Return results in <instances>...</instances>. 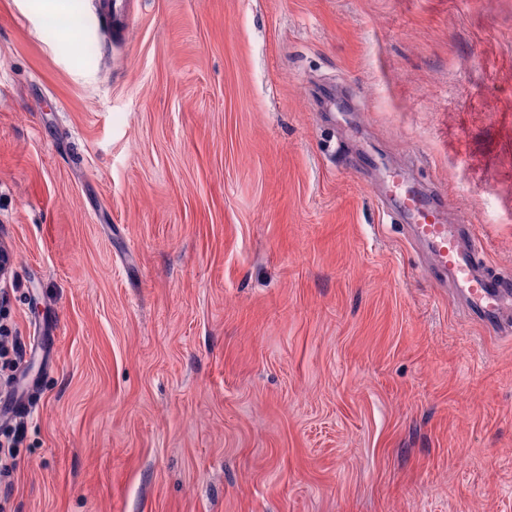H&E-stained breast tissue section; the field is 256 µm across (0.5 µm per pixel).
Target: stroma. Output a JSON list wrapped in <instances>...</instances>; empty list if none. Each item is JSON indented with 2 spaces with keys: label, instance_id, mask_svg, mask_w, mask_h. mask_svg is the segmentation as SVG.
I'll return each instance as SVG.
<instances>
[{
  "label": "stroma",
  "instance_id": "35a3bbf8",
  "mask_svg": "<svg viewBox=\"0 0 512 512\" xmlns=\"http://www.w3.org/2000/svg\"><path fill=\"white\" fill-rule=\"evenodd\" d=\"M0 0V512H512V0ZM70 17L49 31L48 17ZM388 207L409 224L412 237L425 244L434 264L452 272L468 312L486 325L496 326L504 303L512 296V276L479 272L485 253L480 240L473 238L467 248H462L461 227L436 221L438 204L431 193L411 189L395 192Z\"/></svg>",
  "mask_w": 512,
  "mask_h": 512
}]
</instances>
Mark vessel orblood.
<instances>
[{
  "instance_id": "obj_1",
  "label": "vessel or blood",
  "mask_w": 512,
  "mask_h": 512,
  "mask_svg": "<svg viewBox=\"0 0 512 512\" xmlns=\"http://www.w3.org/2000/svg\"><path fill=\"white\" fill-rule=\"evenodd\" d=\"M389 207L409 225L413 238L425 244L434 264L452 272L469 313L486 325H497L504 303L512 299V276L480 273L484 260L480 240L472 239L468 247H461L460 226L436 221L438 204L433 194L400 191L393 195Z\"/></svg>"
}]
</instances>
